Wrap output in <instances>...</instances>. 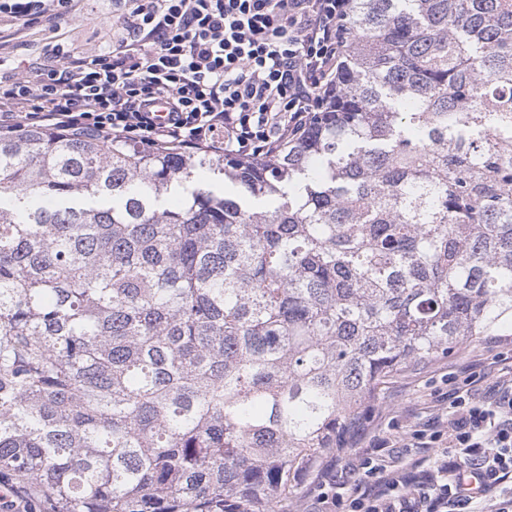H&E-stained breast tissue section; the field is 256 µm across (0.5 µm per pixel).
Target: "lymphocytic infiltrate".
<instances>
[{
	"mask_svg": "<svg viewBox=\"0 0 512 512\" xmlns=\"http://www.w3.org/2000/svg\"><path fill=\"white\" fill-rule=\"evenodd\" d=\"M70 0H0L27 27L59 25ZM114 36L74 57L46 45L53 68L0 80V130L42 127L146 150H208L253 161L311 125L336 92L350 0H114ZM166 122H158V110ZM440 449L408 476L385 455L325 473L316 502L335 512H512V381L495 400L456 388Z\"/></svg>",
	"mask_w": 512,
	"mask_h": 512,
	"instance_id": "1",
	"label": "lymphocytic infiltrate"
}]
</instances>
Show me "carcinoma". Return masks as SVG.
Here are the masks:
<instances>
[{
  "instance_id": "obj_1",
  "label": "carcinoma",
  "mask_w": 512,
  "mask_h": 512,
  "mask_svg": "<svg viewBox=\"0 0 512 512\" xmlns=\"http://www.w3.org/2000/svg\"><path fill=\"white\" fill-rule=\"evenodd\" d=\"M238 167L0 136V475L53 512H276L379 385L512 329V0H353Z\"/></svg>"
}]
</instances>
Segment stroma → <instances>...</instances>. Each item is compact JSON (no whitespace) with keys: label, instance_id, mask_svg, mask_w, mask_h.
<instances>
[{"label":"stroma","instance_id":"obj_1","mask_svg":"<svg viewBox=\"0 0 512 512\" xmlns=\"http://www.w3.org/2000/svg\"><path fill=\"white\" fill-rule=\"evenodd\" d=\"M112 11L111 0H72L69 19L56 35L44 22L18 32L9 20L0 21V32L13 36L11 52L0 65V76L8 78L25 71L30 62L40 60L43 46L52 38L75 56L107 48L112 41ZM509 351L512 332L507 330L466 343L448 357L427 361L393 376L378 388L354 438L352 451L369 450L378 439L387 438L394 446H407V460L427 468L434 459V451L409 447L411 431L428 425L443 428L454 384L469 373L481 375L475 384L480 397H492L499 377L512 375V361L503 358ZM347 454L323 453L300 480L294 497L277 503L278 512H313L322 476L331 470L339 471Z\"/></svg>","mask_w":512,"mask_h":512}]
</instances>
